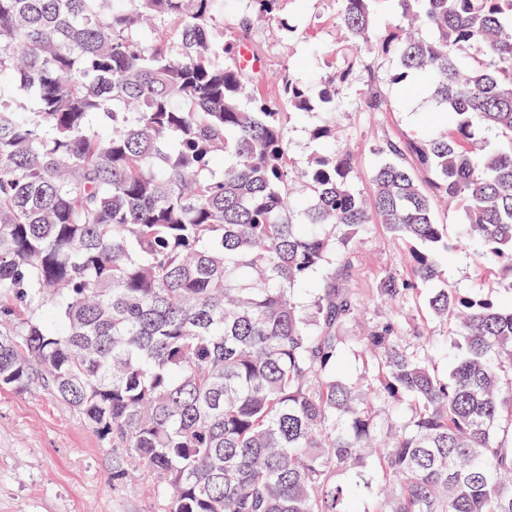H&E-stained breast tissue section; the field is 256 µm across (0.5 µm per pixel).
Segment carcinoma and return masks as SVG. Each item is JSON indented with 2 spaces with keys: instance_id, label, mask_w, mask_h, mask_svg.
Wrapping results in <instances>:
<instances>
[{
  "instance_id": "cac0c4a2",
  "label": "carcinoma",
  "mask_w": 512,
  "mask_h": 512,
  "mask_svg": "<svg viewBox=\"0 0 512 512\" xmlns=\"http://www.w3.org/2000/svg\"><path fill=\"white\" fill-rule=\"evenodd\" d=\"M287 1L309 2L238 0L226 28L224 0H0V388L69 405L164 512H512V0H336L330 73L267 92L250 35ZM358 81L365 112L420 83L443 124L386 142L367 197L335 146ZM314 111L295 166L288 121ZM374 223L408 273L354 336L336 275ZM463 247L506 297L437 287Z\"/></svg>"
}]
</instances>
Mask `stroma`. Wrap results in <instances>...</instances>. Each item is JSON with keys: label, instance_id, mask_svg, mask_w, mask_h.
<instances>
[{"label": "stroma", "instance_id": "1", "mask_svg": "<svg viewBox=\"0 0 512 512\" xmlns=\"http://www.w3.org/2000/svg\"><path fill=\"white\" fill-rule=\"evenodd\" d=\"M332 0H317L305 36L259 27L251 38L264 52L271 74L284 69L321 72L323 50L339 33ZM394 108L362 112L358 87L343 90L336 145L353 155L356 184L369 192L378 161L376 150L387 139H404L423 127L438 128V113L414 84L387 87ZM446 284L463 291L502 293V285L484 280L478 258L465 249L443 263ZM405 274L406 248L378 224L370 225L358 245L356 268L347 287L367 290L386 273ZM116 450L89 429L64 402L40 384L26 390H0V512H161L163 501L142 477L113 481Z\"/></svg>", "mask_w": 512, "mask_h": 512}]
</instances>
